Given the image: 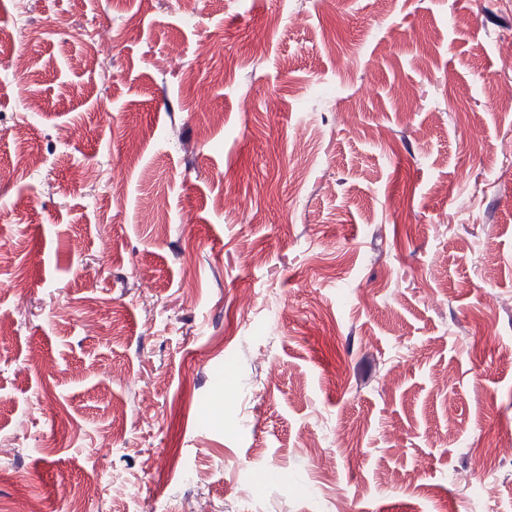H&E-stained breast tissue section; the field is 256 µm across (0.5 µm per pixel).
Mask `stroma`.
Returning a JSON list of instances; mask_svg holds the SVG:
<instances>
[{"mask_svg": "<svg viewBox=\"0 0 512 512\" xmlns=\"http://www.w3.org/2000/svg\"><path fill=\"white\" fill-rule=\"evenodd\" d=\"M0 29V512H512V0Z\"/></svg>", "mask_w": 512, "mask_h": 512, "instance_id": "stroma-1", "label": "stroma"}]
</instances>
